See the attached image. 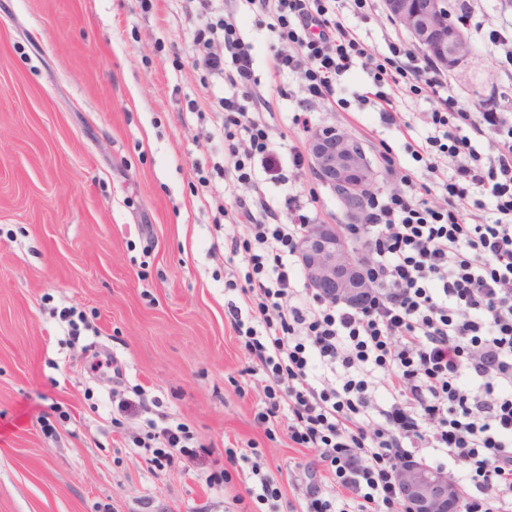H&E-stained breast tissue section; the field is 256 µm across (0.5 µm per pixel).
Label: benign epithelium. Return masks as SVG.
Returning <instances> with one entry per match:
<instances>
[{
  "instance_id": "7a95c632",
  "label": "benign epithelium",
  "mask_w": 512,
  "mask_h": 512,
  "mask_svg": "<svg viewBox=\"0 0 512 512\" xmlns=\"http://www.w3.org/2000/svg\"><path fill=\"white\" fill-rule=\"evenodd\" d=\"M386 11L411 34L413 42L439 64L456 69L467 64L471 50L464 32L448 18V0H384ZM312 166L340 198L348 224H309L298 256L309 287L321 296L360 305L373 292L366 262L350 247L355 237L347 226L362 224V201L379 184L380 165L362 144L336 127L316 131L309 143ZM402 512H460L456 483L444 470L404 460L396 466Z\"/></svg>"
}]
</instances>
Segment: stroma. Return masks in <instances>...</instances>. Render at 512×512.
<instances>
[{"instance_id": "stroma-1", "label": "stroma", "mask_w": 512, "mask_h": 512, "mask_svg": "<svg viewBox=\"0 0 512 512\" xmlns=\"http://www.w3.org/2000/svg\"><path fill=\"white\" fill-rule=\"evenodd\" d=\"M472 55L449 72L465 105L495 96L512 114V60L491 33L512 25V0H469ZM237 9L254 44L255 73L273 115L269 136L282 181L267 195H300L317 224L343 209L312 167L294 172L309 134L292 123L296 80L271 88L266 18ZM194 20L182 0H0V512H291L303 501L314 453L287 423L258 421L267 377L241 349L227 314L245 265L220 244L228 162L216 128L224 84L194 64ZM341 81V105L320 104L312 126L341 128L367 154L398 158L379 187L425 178L404 150L429 128L427 100L406 98V131L383 124ZM90 330L71 337L63 309ZM116 360L99 373L96 358ZM143 390L158 425L184 424L201 461L160 467L136 447L144 419L115 414L111 398ZM224 462L223 484L207 477ZM273 479L265 499L253 468Z\"/></svg>"}]
</instances>
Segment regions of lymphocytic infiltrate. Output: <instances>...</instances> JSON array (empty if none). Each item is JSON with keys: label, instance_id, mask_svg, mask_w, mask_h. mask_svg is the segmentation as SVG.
I'll return each instance as SVG.
<instances>
[{"label": "lymphocytic infiltrate", "instance_id": "lymphocytic-infiltrate-1", "mask_svg": "<svg viewBox=\"0 0 512 512\" xmlns=\"http://www.w3.org/2000/svg\"><path fill=\"white\" fill-rule=\"evenodd\" d=\"M272 19L270 66L303 91L294 126L310 131L314 105L334 100L354 66L371 79L361 94L382 122L400 126V97L431 101V133L406 142L428 176L402 178V191L365 200L358 239L375 288L353 306L297 287L298 243L310 218L299 195L285 198L276 223L265 179L282 175L265 121L266 99L251 43L232 4L185 0L201 18L195 65L224 81V146L235 200L224 217L237 230L228 246L249 270L231 324L270 378L259 422L288 409L289 439L314 450L322 477H310L303 512H399L397 461L420 457L465 486V512H512V118L486 102L465 108L447 77L399 36L374 55L353 24L377 0H247ZM496 217H483L486 206ZM260 316L245 326L243 312Z\"/></svg>", "mask_w": 512, "mask_h": 512}]
</instances>
